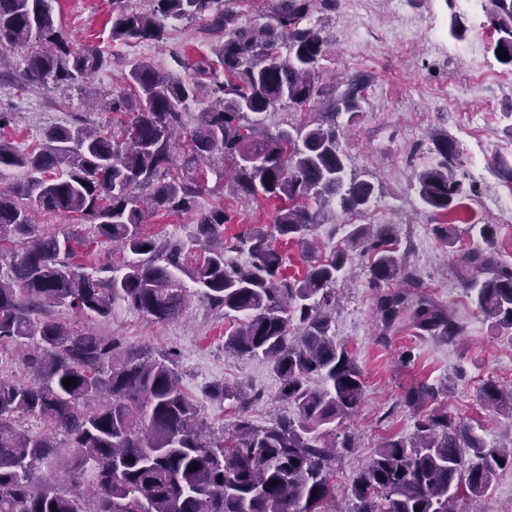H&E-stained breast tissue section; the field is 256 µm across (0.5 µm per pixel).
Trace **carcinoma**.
Here are the masks:
<instances>
[{
  "mask_svg": "<svg viewBox=\"0 0 512 512\" xmlns=\"http://www.w3.org/2000/svg\"><path fill=\"white\" fill-rule=\"evenodd\" d=\"M53 0H0V50H27L19 77L0 82L27 87L83 84L105 65L96 45H73L56 27ZM149 13L112 0L114 42H159L169 18H202L214 38L220 70L206 85L134 66L125 86L111 92L106 110L130 113L119 126H55L42 143L24 151L3 138L9 117L0 114V170L23 169L27 179L0 189V257L16 246L0 272V364L18 359L35 374L31 383L0 377V512H329L336 497V424L361 403L364 381L345 344L336 341V282L353 255L367 257L376 294L380 339L410 329L449 342L462 325L442 304L418 290L420 280L397 251L393 224H352L346 247L309 265L300 278L284 274L277 241L310 244L320 224L342 212H359L373 201L375 185L348 176L349 157L339 141L337 119L353 124L362 108V83L336 93L319 84L329 61V38L308 23L313 9L336 10L337 0H276L268 22L256 27L224 8L223 0H151ZM512 67V0H482ZM327 110L275 134L264 131L265 114L286 103L298 111L319 98ZM199 107L187 131L183 115ZM434 163L415 173L423 206L446 217L434 227L452 246L463 222L468 189L458 178L460 152L446 134L433 138ZM201 165L224 176L233 169V190L279 204L273 230H256L228 245L219 207L200 213L187 242L157 240L141 229L149 212L192 215L205 188ZM65 212L91 225L102 242L135 256L101 278L73 264L69 238L38 234L33 213ZM481 245L456 255L453 274L478 309L512 328V266L499 260L497 228L472 224ZM245 251V263L227 259ZM184 271L191 292L178 279ZM402 288L386 290L394 281ZM237 325L224 350L266 360L280 380V397L293 407L266 426L247 414L256 396L224 383L208 395L233 401L239 415L231 429L209 431L200 409L182 389L179 354L126 347L93 329H77L49 315L56 306L105 318L119 299L156 321L179 318L190 295ZM325 387L315 389L310 379ZM73 378L71 388L63 380ZM436 389L411 386L406 403L422 408ZM484 407L512 418V388L484 383ZM33 416L47 430L31 434L22 419ZM73 449L66 487L35 479L39 464L56 453V435ZM196 469H191V466ZM512 467V443L489 444L445 412L418 416L409 437L382 441L350 486L349 512H454L460 495L476 501L499 470Z\"/></svg>",
  "mask_w": 512,
  "mask_h": 512,
  "instance_id": "obj_1",
  "label": "carcinoma"
}]
</instances>
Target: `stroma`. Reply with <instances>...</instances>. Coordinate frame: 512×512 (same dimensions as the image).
Masks as SVG:
<instances>
[{"instance_id": "stroma-1", "label": "stroma", "mask_w": 512, "mask_h": 512, "mask_svg": "<svg viewBox=\"0 0 512 512\" xmlns=\"http://www.w3.org/2000/svg\"><path fill=\"white\" fill-rule=\"evenodd\" d=\"M111 14L112 0L54 2L55 21L73 44L100 46L110 57L109 65L90 79L97 93L120 87L138 61L171 70L176 57L195 63L211 55L212 38L203 20L167 19L165 37L159 42H115L110 38ZM456 14L469 28L461 40L449 35ZM310 21L324 26L332 38L322 84L337 85L351 77L367 84L363 111L356 123L342 125L340 141L350 158V173L368 176L377 186L368 209L337 213L335 222L317 227L318 254L328 255L344 245L346 225L379 220L395 225L397 248L406 252L425 293L451 308L464 327L451 344L410 330L381 343L375 293L367 285L364 260L354 259L346 278L338 282L336 338L353 354L366 382L361 404L341 425L354 435L355 446L341 451L336 463V499L331 509L347 512L348 488L376 446L413 432L414 412L402 403L412 385L427 382L440 389L425 412L448 413L473 426L491 444L512 439V418L488 412L478 398L486 379L512 386V329L486 318L448 273L456 252L474 247L477 238L464 231L455 246L442 243L433 233L441 215L424 208L411 185L412 173L434 158V134H448L460 151L465 184L478 191L467 202L465 219L496 225L497 248L512 264V216L487 203L493 194L512 188L497 165L501 157L512 162V68L501 65L489 51L495 34L478 0L472 5L464 0L452 5L446 0H338L335 13L315 11ZM406 26L412 29L411 38L395 41L394 31ZM1 111L16 113L11 140L26 150L40 144L52 126L79 117L88 122L99 119L89 110L84 92L67 84L22 88L2 83ZM218 207L232 216L224 227L228 240L270 228L277 216L275 203L242 200L230 182L217 181L211 173L197 208L207 212ZM37 231L81 236L84 243L77 247L73 261L87 268L119 267L131 258L130 253L100 242L90 225L69 214H40ZM51 314L79 328L93 327L128 346L178 351L182 385L213 430L230 428L238 415L230 402L208 398V387L218 381L260 393V401L249 411L257 425L268 424L287 409L279 398V378L266 363L226 352L228 321L199 299H192L182 317L169 322L151 320L120 300L113 302L105 318L88 320L63 307L53 308ZM407 350L413 358L405 363L401 355Z\"/></svg>"}]
</instances>
